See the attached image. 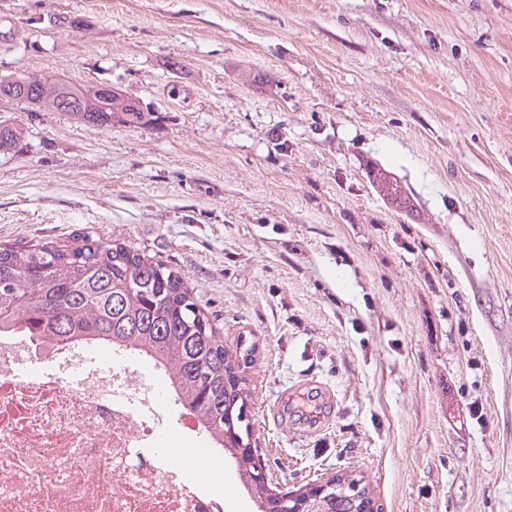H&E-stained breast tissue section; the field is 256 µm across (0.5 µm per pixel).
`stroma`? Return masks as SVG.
Listing matches in <instances>:
<instances>
[{"mask_svg": "<svg viewBox=\"0 0 512 512\" xmlns=\"http://www.w3.org/2000/svg\"><path fill=\"white\" fill-rule=\"evenodd\" d=\"M16 73L153 119L6 105L0 243L178 271L254 349L271 489L347 472L382 512H512V0H0ZM186 473L257 512L234 455ZM96 87H99V85L84 86L83 89L75 87V94L70 98V101L59 102L57 100L56 103L59 102V106L64 105L61 112L71 118L100 127L111 126L112 119L116 117L128 125H145L150 122V116L153 112L147 105L143 106V103L136 100V106L130 109V105H133V103L127 97L123 98L121 91L109 87V93L112 95V100H109L108 97L99 95L95 89ZM56 103L54 105L55 110ZM113 108L115 112H112ZM127 109H130L129 112H126Z\"/></svg>", "mask_w": 512, "mask_h": 512, "instance_id": "35a3bbf8", "label": "stroma"}]
</instances>
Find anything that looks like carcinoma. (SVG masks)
Instances as JSON below:
<instances>
[{
    "mask_svg": "<svg viewBox=\"0 0 512 512\" xmlns=\"http://www.w3.org/2000/svg\"><path fill=\"white\" fill-rule=\"evenodd\" d=\"M59 82L18 74L0 81V97L43 108L57 97ZM62 112L86 124L108 127L150 122L152 110L139 102L127 112L95 87L75 89ZM19 126L0 120V152L16 148ZM38 342L107 343L159 364L179 406L194 415L222 449L249 447L243 420L250 391L245 376L252 348L233 353L178 272L125 243L86 240L75 247L31 244L0 246V335ZM301 512H374L362 480L343 472L323 495L298 490Z\"/></svg>",
    "mask_w": 512,
    "mask_h": 512,
    "instance_id": "obj_1",
    "label": "carcinoma"
}]
</instances>
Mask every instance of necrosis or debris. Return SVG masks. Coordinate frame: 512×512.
Returning <instances> with one entry per match:
<instances>
[{"label": "necrosis or debris", "instance_id": "necrosis-or-debris-1", "mask_svg": "<svg viewBox=\"0 0 512 512\" xmlns=\"http://www.w3.org/2000/svg\"><path fill=\"white\" fill-rule=\"evenodd\" d=\"M159 366L119 347L0 336V512H226L222 493L144 449L177 428L221 456L184 411L164 408Z\"/></svg>", "mask_w": 512, "mask_h": 512}]
</instances>
